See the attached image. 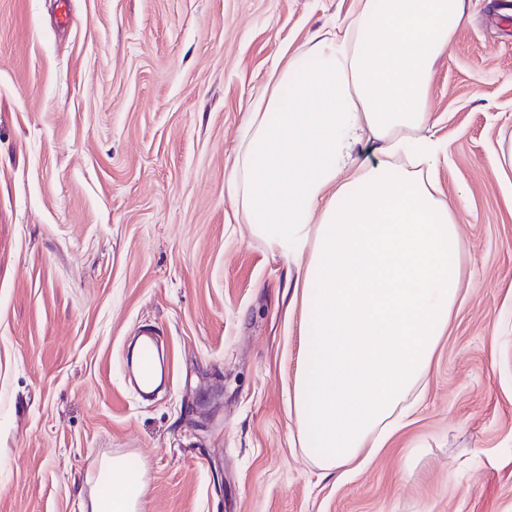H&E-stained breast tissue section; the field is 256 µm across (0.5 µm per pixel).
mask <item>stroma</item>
Instances as JSON below:
<instances>
[{
    "label": "stroma",
    "instance_id": "35a3bbf8",
    "mask_svg": "<svg viewBox=\"0 0 512 512\" xmlns=\"http://www.w3.org/2000/svg\"><path fill=\"white\" fill-rule=\"evenodd\" d=\"M0 0V512H82L105 456L141 512H512V0L472 10L431 75L436 177L467 277L410 425L325 478L288 403V265L225 185L282 49L352 0ZM159 328L170 384L124 380Z\"/></svg>",
    "mask_w": 512,
    "mask_h": 512
}]
</instances>
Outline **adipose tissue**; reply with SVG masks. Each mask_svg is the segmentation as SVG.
Wrapping results in <instances>:
<instances>
[{
  "label": "adipose tissue",
  "mask_w": 512,
  "mask_h": 512,
  "mask_svg": "<svg viewBox=\"0 0 512 512\" xmlns=\"http://www.w3.org/2000/svg\"><path fill=\"white\" fill-rule=\"evenodd\" d=\"M470 8L354 0L268 74L226 175L252 235L296 267L289 413L325 477L366 467L407 425L462 294L458 214L434 182L448 148L427 106ZM91 480L83 512H139L144 484L123 458L102 459Z\"/></svg>",
  "instance_id": "adipose-tissue-1"
}]
</instances>
